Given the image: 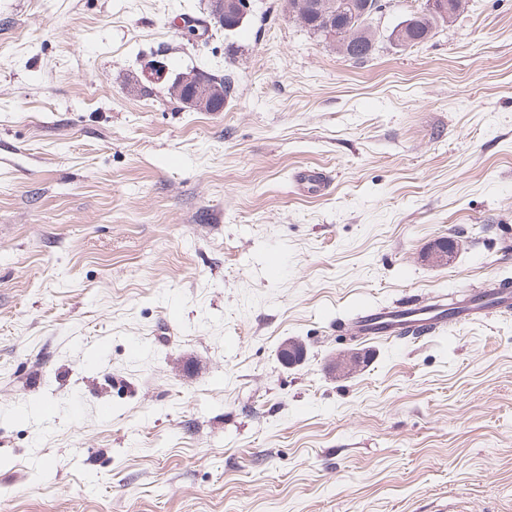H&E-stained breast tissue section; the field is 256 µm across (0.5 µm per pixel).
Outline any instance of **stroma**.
<instances>
[{
	"instance_id": "stroma-1",
	"label": "stroma",
	"mask_w": 512,
	"mask_h": 512,
	"mask_svg": "<svg viewBox=\"0 0 512 512\" xmlns=\"http://www.w3.org/2000/svg\"><path fill=\"white\" fill-rule=\"evenodd\" d=\"M282 2L189 37L205 0H0V512H512V309L349 325L512 277V0L416 46L387 0L360 63ZM193 71L195 70L192 69L184 73L189 74ZM184 73L166 84L170 93L178 95L186 108L214 112L211 108L214 101L220 98V88L208 84L196 73L191 76L183 75ZM295 181L299 189L308 195L324 194L329 190L331 184L328 174L316 169H305L298 172ZM499 285L504 289L490 291H474L465 294L456 304V308H448V317H444L438 305L415 306L399 302H392L390 305L372 309L360 310L351 321L354 324L355 333L358 336L375 339H399L401 336H414L419 339L433 334L437 327L448 320L456 309L457 319L463 321L486 322L499 313L502 309H508L512 305V290L510 280H501ZM416 334V335H415Z\"/></svg>"
}]
</instances>
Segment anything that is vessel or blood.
<instances>
[{
    "label": "vessel or blood",
    "instance_id": "vessel-or-blood-1",
    "mask_svg": "<svg viewBox=\"0 0 512 512\" xmlns=\"http://www.w3.org/2000/svg\"><path fill=\"white\" fill-rule=\"evenodd\" d=\"M295 181L299 189L307 194L326 193L331 184L327 173L316 169L298 172ZM512 306V290L504 288L495 292L476 291L463 295L457 304L456 317L463 321L485 322L500 310ZM445 317L435 305L415 306L399 302L358 312L353 320L357 335L369 338L396 339L402 336L425 337L433 334Z\"/></svg>",
    "mask_w": 512,
    "mask_h": 512
}]
</instances>
